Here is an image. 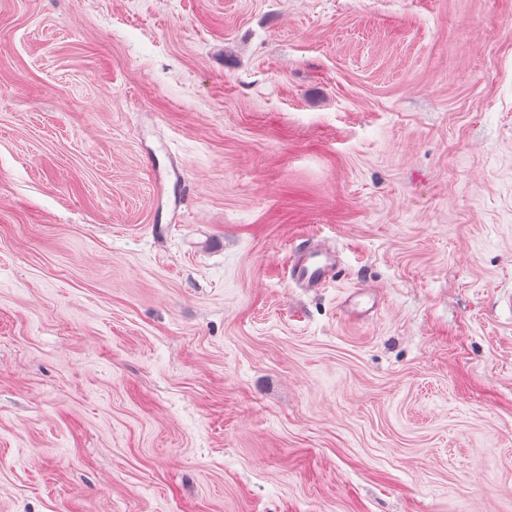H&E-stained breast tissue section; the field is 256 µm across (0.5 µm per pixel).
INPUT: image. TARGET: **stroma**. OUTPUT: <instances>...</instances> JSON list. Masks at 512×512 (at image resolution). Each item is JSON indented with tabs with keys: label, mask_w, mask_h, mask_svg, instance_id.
Here are the masks:
<instances>
[{
	"label": "stroma",
	"mask_w": 512,
	"mask_h": 512,
	"mask_svg": "<svg viewBox=\"0 0 512 512\" xmlns=\"http://www.w3.org/2000/svg\"><path fill=\"white\" fill-rule=\"evenodd\" d=\"M0 512H512V0H0ZM151 166V172L153 174V177L155 179V183H156V186H157V195L159 197V200H160V206L159 208L161 209V212H160V221H159V224H158V227L159 228H164V226L162 224H164L162 222V218H163V209L164 207L166 206V211H176L179 206H180V198H178L175 194L172 197L170 196H167V190H166V185H165V179H164V176L161 174V172L159 171V166L158 164L155 163L154 159H152L150 161V164ZM300 258L292 257L286 270L288 283L303 290L323 287L333 276L338 261L335 250L308 246Z\"/></svg>",
	"instance_id": "obj_1"
}]
</instances>
